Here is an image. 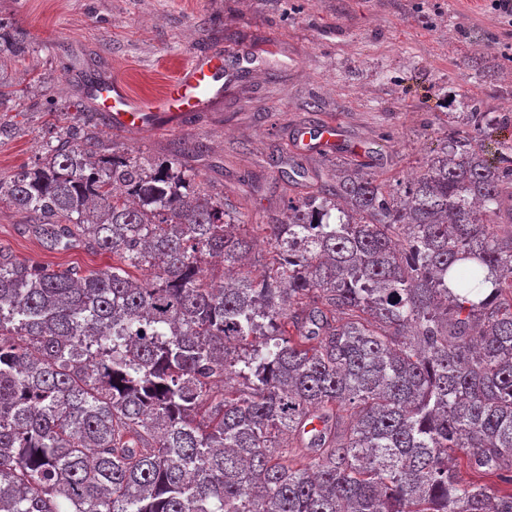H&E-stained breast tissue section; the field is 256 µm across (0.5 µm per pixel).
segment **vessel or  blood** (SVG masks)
<instances>
[{"label":"vessel or blood","instance_id":"1","mask_svg":"<svg viewBox=\"0 0 512 512\" xmlns=\"http://www.w3.org/2000/svg\"><path fill=\"white\" fill-rule=\"evenodd\" d=\"M224 54L218 50L197 51L169 81L156 98L133 96L127 86L118 80L102 82L94 89L99 108L112 128L122 132H138L163 125L165 120L187 117L206 110L219 96L224 79ZM339 128L329 121L317 132L300 131L297 143L302 148L318 146L329 149L338 137Z\"/></svg>","mask_w":512,"mask_h":512}]
</instances>
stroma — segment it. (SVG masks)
Segmentation results:
<instances>
[{
    "label": "stroma",
    "mask_w": 512,
    "mask_h": 512,
    "mask_svg": "<svg viewBox=\"0 0 512 512\" xmlns=\"http://www.w3.org/2000/svg\"><path fill=\"white\" fill-rule=\"evenodd\" d=\"M0 24L24 30L29 50L0 64L15 89L0 105L11 136L0 137V179L31 165L47 142L98 104L82 77L123 81L139 97L159 96L196 48L252 49L262 70L224 85L213 108L184 124L139 133L101 127L106 150L140 161L186 157L194 190L225 199L247 224L268 223L288 196L313 192L322 176L366 162L399 183L465 129L464 99L512 114V19L493 0H0ZM496 69L476 79L474 59ZM336 122L333 150L300 149L298 129ZM305 169L283 178L270 157ZM23 215L0 202V246L55 269L101 268L111 255L79 248L49 252L22 230Z\"/></svg>",
    "instance_id": "obj_1"
}]
</instances>
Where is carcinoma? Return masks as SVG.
I'll list each match as a JSON object with an SVG mask.
<instances>
[{
    "mask_svg": "<svg viewBox=\"0 0 512 512\" xmlns=\"http://www.w3.org/2000/svg\"><path fill=\"white\" fill-rule=\"evenodd\" d=\"M466 108L404 188L358 166L288 198L268 270L176 157L66 134L0 179L45 250L112 254L0 247V512H512V146ZM498 122V120L492 122L485 129L484 144L490 158L497 156L502 144L510 142L512 144V122L508 126H502ZM21 224H25L23 215L7 202H0V245L8 248L20 260L54 269H92L112 265L111 254H92L82 248L60 253L48 252L32 236L23 233Z\"/></svg>",
    "mask_w": 512,
    "mask_h": 512,
    "instance_id": "1",
    "label": "carcinoma"
}]
</instances>
